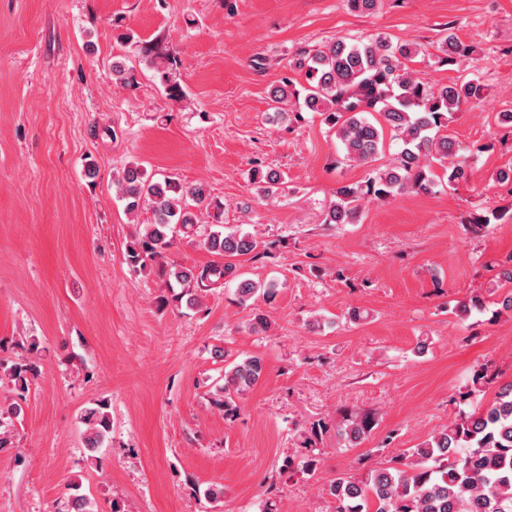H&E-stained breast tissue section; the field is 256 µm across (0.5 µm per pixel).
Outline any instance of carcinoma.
<instances>
[{
    "label": "carcinoma",
    "mask_w": 512,
    "mask_h": 512,
    "mask_svg": "<svg viewBox=\"0 0 512 512\" xmlns=\"http://www.w3.org/2000/svg\"><path fill=\"white\" fill-rule=\"evenodd\" d=\"M438 60L455 65L472 56L471 46L450 33L437 45ZM416 55L408 44H394L376 35L340 38L318 47L297 50L294 67L304 71L302 109L316 112L340 141L343 160L359 165L377 159L384 151L385 131L398 141L399 150L391 165L375 172L362 183L336 188V200L328 206L322 223L355 224L364 204L384 201L409 193H427L442 169L448 184L470 178L467 149L448 134L449 116L485 98L484 86L475 79L453 82L439 90L414 78L406 61ZM175 57L157 53L148 65L157 74L169 100L179 104L184 92L172 79ZM288 77L271 91L273 116H301L286 113L289 105ZM257 194L273 198L282 184L281 175L266 171L260 163L251 169ZM126 210L135 214L146 205L153 221L140 225L126 250L128 264L135 270L156 266L160 277L174 283L179 292L161 296L158 307L174 303L198 310L206 293L237 283L238 303L247 305L262 299L271 303L278 295L277 282L253 281L240 272L239 259L258 261L268 254L267 244L250 234L224 233L221 227L223 203L209 199L201 185L184 187L172 178L153 181L138 166L124 169L116 182ZM213 210L215 229L205 235V248L224 258L201 268L186 267L166 260L177 236L190 237L199 226V209ZM488 310L479 294L459 302L454 313L464 319ZM212 358L224 364L221 397L214 404L224 416L234 417L240 401L261 379L264 371L257 356L232 358L224 346L212 349ZM36 362L25 356L9 367L7 376L17 391L28 390L29 380L39 376ZM17 401L0 404V447L11 443L7 420L21 415ZM83 445L93 453L112 430L106 404L84 408ZM375 416L352 412L340 425L341 436L354 446L374 428ZM316 426L301 431L300 447L286 455L281 470L309 474L318 464L313 443ZM336 512H512V384L499 388L493 403L483 411L461 413L441 431L414 448L394 457L387 466L368 469L358 475H341L329 487ZM61 512H94L84 495L71 494Z\"/></svg>",
    "instance_id": "obj_1"
}]
</instances>
